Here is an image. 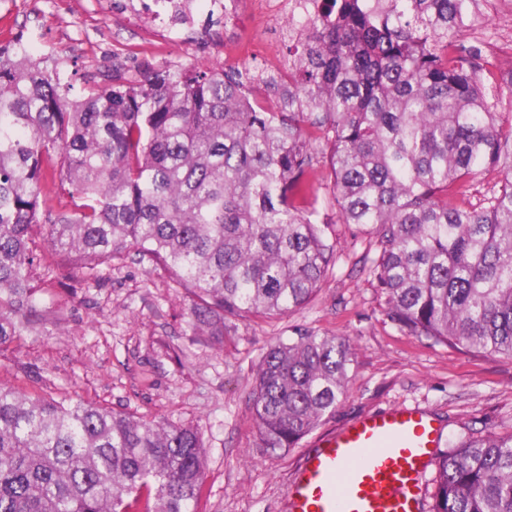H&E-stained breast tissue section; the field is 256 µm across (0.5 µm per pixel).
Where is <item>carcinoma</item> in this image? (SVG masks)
I'll return each mask as SVG.
<instances>
[{
    "label": "carcinoma",
    "mask_w": 512,
    "mask_h": 512,
    "mask_svg": "<svg viewBox=\"0 0 512 512\" xmlns=\"http://www.w3.org/2000/svg\"><path fill=\"white\" fill-rule=\"evenodd\" d=\"M477 6L294 0L286 79L167 63L77 95L1 42L0 346L36 312V224L82 268L139 247L188 291L200 332L303 306L333 262L312 204L321 164L337 220L377 238L368 272L391 319L512 357V124L497 112L512 69L459 40ZM256 86L277 111L251 101ZM481 175L494 182L474 203ZM352 355L308 331L270 347L253 398L265 447L296 446L336 409ZM203 448L191 426L0 384V512H198ZM433 512H512V434L443 457Z\"/></svg>",
    "instance_id": "obj_1"
}]
</instances>
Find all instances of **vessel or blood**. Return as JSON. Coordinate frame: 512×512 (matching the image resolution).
<instances>
[{
  "label": "vessel or blood",
  "instance_id": "1",
  "mask_svg": "<svg viewBox=\"0 0 512 512\" xmlns=\"http://www.w3.org/2000/svg\"><path fill=\"white\" fill-rule=\"evenodd\" d=\"M441 431L418 407L361 416L302 458L288 512H421Z\"/></svg>",
  "mask_w": 512,
  "mask_h": 512
}]
</instances>
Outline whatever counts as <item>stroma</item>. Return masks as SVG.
Segmentation results:
<instances>
[{"label": "stroma", "mask_w": 512, "mask_h": 512, "mask_svg": "<svg viewBox=\"0 0 512 512\" xmlns=\"http://www.w3.org/2000/svg\"><path fill=\"white\" fill-rule=\"evenodd\" d=\"M477 13L462 42L478 46L494 69L511 67L512 0H480ZM18 32L34 55L57 59L78 88L88 74L107 83L116 61L130 77L165 61L246 65L226 56L223 28L203 11L180 33L151 8L128 24L111 0H0V40ZM325 235L335 267L305 306L269 319L228 317L200 334L190 299L137 248L87 276L47 254L44 230L34 227L32 246L44 255L32 276L38 312L29 331L0 348V382L193 426L207 462L198 512H286L304 452L383 409L416 406L439 420L440 456L472 439L511 434L512 358L402 331L363 269L375 255L371 233L334 223ZM301 331L349 339L351 378L332 415L295 447L273 451L253 420L255 375L270 345Z\"/></svg>", "instance_id": "stroma-1"}]
</instances>
